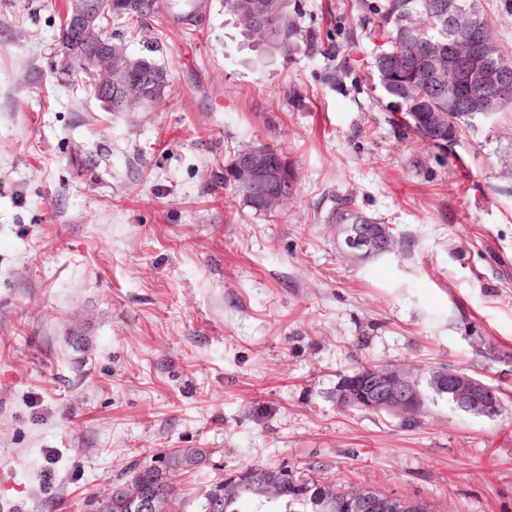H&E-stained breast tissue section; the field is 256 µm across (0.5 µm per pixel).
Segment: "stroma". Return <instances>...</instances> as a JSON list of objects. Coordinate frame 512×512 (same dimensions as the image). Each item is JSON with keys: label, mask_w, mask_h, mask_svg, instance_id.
<instances>
[{"label": "stroma", "mask_w": 512, "mask_h": 512, "mask_svg": "<svg viewBox=\"0 0 512 512\" xmlns=\"http://www.w3.org/2000/svg\"><path fill=\"white\" fill-rule=\"evenodd\" d=\"M105 36L170 75L152 112H112L66 73L65 0H0V512H86L137 465L210 448L185 499L261 463L309 481L512 512V111L451 152L404 132L372 67L360 0H298L339 46L257 71L208 0ZM343 70L341 85L327 75ZM281 151L280 215L224 183L237 150ZM351 194L407 248L344 257L328 215ZM447 364L495 387L499 414L428 405L407 427L340 410L358 364Z\"/></svg>", "instance_id": "stroma-1"}]
</instances>
